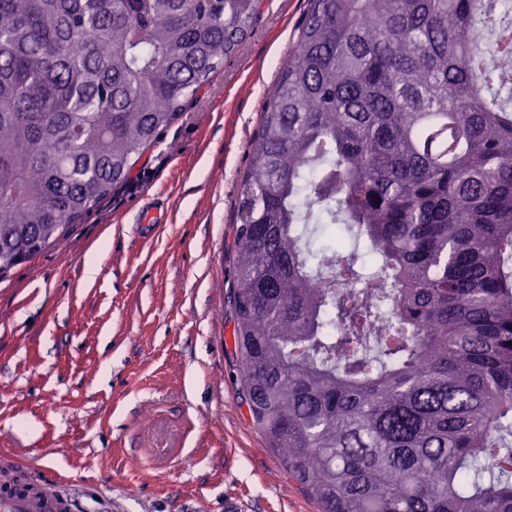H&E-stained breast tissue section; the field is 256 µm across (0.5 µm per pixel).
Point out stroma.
<instances>
[{
	"mask_svg": "<svg viewBox=\"0 0 512 512\" xmlns=\"http://www.w3.org/2000/svg\"><path fill=\"white\" fill-rule=\"evenodd\" d=\"M308 9L261 0L132 180L0 277V455L57 480L75 512H320L250 419L231 301L248 145Z\"/></svg>",
	"mask_w": 512,
	"mask_h": 512,
	"instance_id": "stroma-1",
	"label": "stroma"
}]
</instances>
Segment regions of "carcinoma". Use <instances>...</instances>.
Masks as SVG:
<instances>
[{
	"label": "carcinoma",
	"instance_id": "cac0c4a2",
	"mask_svg": "<svg viewBox=\"0 0 512 512\" xmlns=\"http://www.w3.org/2000/svg\"><path fill=\"white\" fill-rule=\"evenodd\" d=\"M258 12L0 0L1 275L132 180ZM248 155L233 338L268 448L321 512H512V0H309ZM339 223L379 273L304 248Z\"/></svg>",
	"mask_w": 512,
	"mask_h": 512
}]
</instances>
